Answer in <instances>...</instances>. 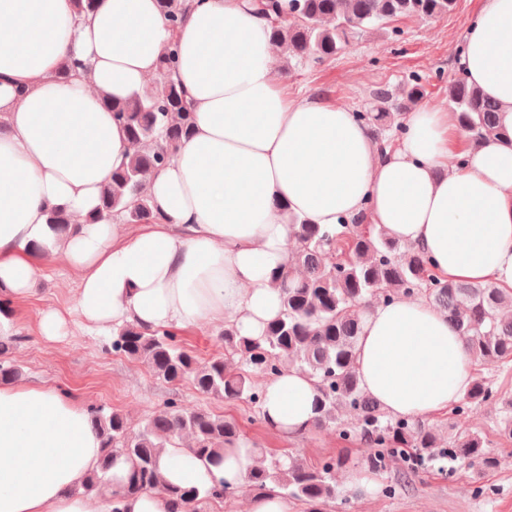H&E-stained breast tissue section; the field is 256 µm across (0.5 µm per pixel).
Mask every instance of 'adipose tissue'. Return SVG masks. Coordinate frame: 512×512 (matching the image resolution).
I'll list each match as a JSON object with an SVG mask.
<instances>
[{
  "mask_svg": "<svg viewBox=\"0 0 512 512\" xmlns=\"http://www.w3.org/2000/svg\"><path fill=\"white\" fill-rule=\"evenodd\" d=\"M193 131L149 179L160 216L126 238L111 220L58 232L48 218L96 210L128 159L111 101L143 92L169 41ZM268 22L250 0H188L170 32L157 0H0V290L30 294L38 255L81 274L78 314L104 328L147 330L233 320L261 335L281 308L276 270L291 261L289 219L365 221L435 262L452 282L512 288V0H480L460 66L496 101L508 139L476 148L454 113L423 105L382 149L352 108L294 97L277 70ZM85 68L62 74L71 60ZM456 165H449V158ZM473 358L447 316L399 298L367 309L357 347L366 392L389 414L452 409ZM267 428L294 439L315 421L319 392L288 368L269 381ZM101 441L83 403L38 384L0 386V512H112L71 495L97 466ZM249 442L199 459L166 449L164 477L203 489L243 486Z\"/></svg>",
  "mask_w": 512,
  "mask_h": 512,
  "instance_id": "adipose-tissue-1",
  "label": "adipose tissue"
}]
</instances>
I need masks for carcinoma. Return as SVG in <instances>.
Wrapping results in <instances>:
<instances>
[{
    "label": "carcinoma",
    "mask_w": 512,
    "mask_h": 512,
    "mask_svg": "<svg viewBox=\"0 0 512 512\" xmlns=\"http://www.w3.org/2000/svg\"><path fill=\"white\" fill-rule=\"evenodd\" d=\"M157 3L169 30L176 32L187 0ZM454 5L455 0H255L257 13L270 23L272 38L286 55L314 64L337 55L356 36L382 30L398 17H443ZM177 60L178 47L172 41L160 60L155 85L130 100L112 103L133 153L102 188L97 211L83 217L64 209L50 213L49 223L58 231H66L71 224H94L110 215L121 216L128 224L157 223L159 217L147 194L148 177L172 159L194 124L190 104L173 78ZM425 94L418 81L407 85L399 98L379 90L372 111L358 112L356 117L386 133L378 138L384 149L387 133L400 135L403 111ZM448 107L456 113L469 143L479 145L506 136L498 124L497 103L466 78L448 83ZM290 227L295 242L291 264L277 275L281 314L261 335L244 336L234 323H226L220 333L224 354L202 361L182 346L175 334L129 323L114 334L112 349L144 364L167 382L188 380L204 395L258 405L264 389L257 386L255 377L269 379L284 368L296 367L317 379L319 404L314 427L336 424L341 412H353L355 423L342 435L372 448L366 461L374 471L387 470L402 455H425L440 447L432 428L387 415L361 386L356 348L369 301L420 295L448 316L475 363L505 368L512 362V316L504 317L502 308L512 307V289L487 282L444 280L421 252L401 248L374 225L361 230L357 224H338L329 230L293 216ZM491 401L505 402L497 432L512 441V399L503 400L502 390L482 372L475 373L454 408V417L464 420L473 408ZM91 421L105 452L99 470L89 476L82 490L88 494L108 491L112 512H122L121 499L152 490L164 495L167 512H197L202 499L228 503L235 497L234 491L217 495L165 481L159 458L163 448L179 440L190 442L199 457L222 452L224 445L241 439L236 421L176 401L168 402L136 432L126 416L114 410L108 414L93 410ZM448 454L465 467L485 471L500 463L489 449L487 437L475 432L448 441ZM118 457L129 469L122 485L114 489L108 472ZM258 460L247 483L260 493L277 489L309 505L310 512H320L319 506L339 496L335 473L345 465L341 458L317 465L291 455L270 460L260 456Z\"/></svg>",
    "instance_id": "carcinoma-1"
}]
</instances>
